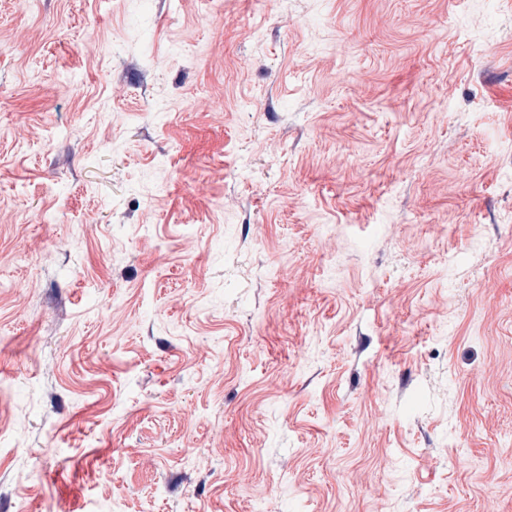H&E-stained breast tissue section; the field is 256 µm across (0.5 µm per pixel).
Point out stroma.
I'll use <instances>...</instances> for the list:
<instances>
[{
	"label": "stroma",
	"instance_id": "obj_1",
	"mask_svg": "<svg viewBox=\"0 0 512 512\" xmlns=\"http://www.w3.org/2000/svg\"><path fill=\"white\" fill-rule=\"evenodd\" d=\"M0 389V512H512V0H0Z\"/></svg>",
	"mask_w": 512,
	"mask_h": 512
}]
</instances>
